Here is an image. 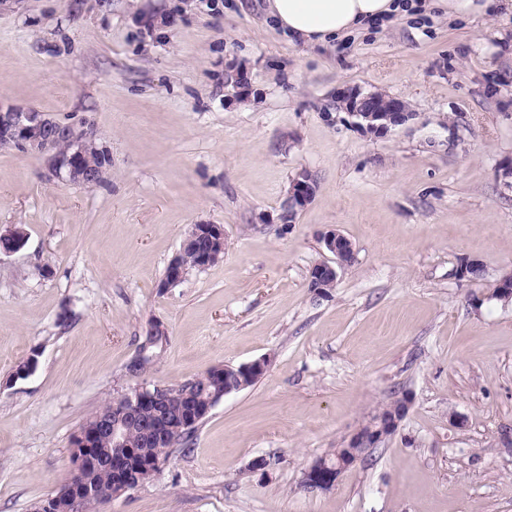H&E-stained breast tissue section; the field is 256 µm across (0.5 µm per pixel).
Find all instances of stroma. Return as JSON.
I'll return each instance as SVG.
<instances>
[{"mask_svg":"<svg viewBox=\"0 0 512 512\" xmlns=\"http://www.w3.org/2000/svg\"><path fill=\"white\" fill-rule=\"evenodd\" d=\"M474 2L452 18L421 0L315 47L266 0L0 6V107L89 121L112 154L104 183L74 185L0 148V233H26L0 256V512L69 481L73 437L112 397L262 357L261 379L97 512H512V300L493 295L512 274V14ZM346 89L415 117L373 137ZM304 174L315 195L289 211ZM196 224L223 225V260L160 288ZM331 229L355 259L318 298ZM467 259L481 279L460 277ZM153 319L170 344L138 379L126 366ZM406 395L384 447L301 489Z\"/></svg>","mask_w":512,"mask_h":512,"instance_id":"stroma-1","label":"stroma"}]
</instances>
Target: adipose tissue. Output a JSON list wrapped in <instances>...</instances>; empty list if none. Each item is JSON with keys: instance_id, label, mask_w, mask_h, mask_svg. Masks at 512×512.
<instances>
[{"instance_id": "obj_1", "label": "adipose tissue", "mask_w": 512, "mask_h": 512, "mask_svg": "<svg viewBox=\"0 0 512 512\" xmlns=\"http://www.w3.org/2000/svg\"><path fill=\"white\" fill-rule=\"evenodd\" d=\"M277 27L308 44L349 34L364 22L398 15L397 0H267Z\"/></svg>"}]
</instances>
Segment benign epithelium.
Masks as SVG:
<instances>
[{"mask_svg": "<svg viewBox=\"0 0 512 512\" xmlns=\"http://www.w3.org/2000/svg\"><path fill=\"white\" fill-rule=\"evenodd\" d=\"M342 99L353 116L364 122V129L376 137H384L399 126L405 125L414 116L407 104L396 97H389L379 93L363 94L357 90L343 92ZM0 130L23 138L25 148L31 150L47 161L48 166L56 177L72 182L79 180L85 185H96L100 182V175L96 169L85 164L77 154L60 156L51 151L52 138L57 136L72 142H81L97 136L96 130L88 123L57 124L54 120L40 112H21L12 108L0 110ZM316 187L311 179L303 175L293 181L288 196L289 211L305 206L313 197ZM215 239L219 243V250L211 249L202 252L200 261L202 266L220 260L224 250V227L219 224H204L202 228H193L186 235L183 243H188L200 236ZM325 249L334 255L335 264L319 263L314 265L308 276V284L316 296L325 295L323 283L327 280H337L338 270L348 265L350 258L354 257V247L339 230L332 229L321 237ZM269 366L265 357L236 367L224 366V378L242 383L247 378L262 377ZM166 389L157 387L152 390L148 387L137 389L133 395L123 399V404L116 405L108 411H102L94 418L97 433H106L112 440L113 447L118 449L115 454L96 457V450L90 447L85 435H78L77 445L71 450V461L74 466L73 475L67 484L62 498L54 504L43 502L37 506V512H94L98 502L93 498L87 488V471L90 464L102 461L121 470L125 467L126 457L133 454L131 445L126 440L123 428L138 419L137 402L142 396L156 401L163 399ZM411 405V398L405 397L402 407L385 417L378 418L374 427L367 431L357 430L343 442V449L336 454V461L328 458L316 459L304 471L302 483L312 492H325L330 490L339 477L350 467L365 457L371 448H380L397 433L405 419ZM163 460L143 466L132 480H122L119 483L118 494L132 491L151 480L161 467Z\"/></svg>", "mask_w": 512, "mask_h": 512, "instance_id": "1", "label": "benign epithelium"}]
</instances>
